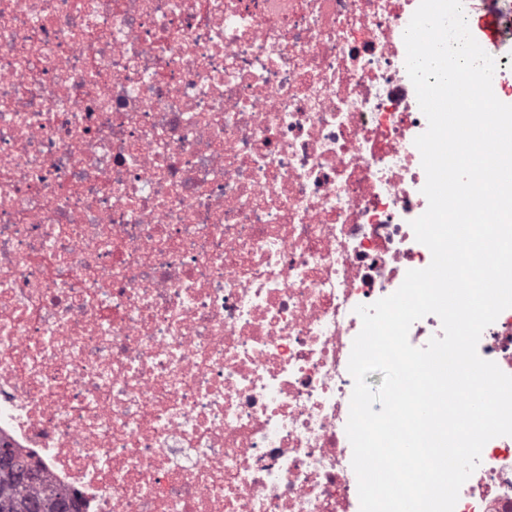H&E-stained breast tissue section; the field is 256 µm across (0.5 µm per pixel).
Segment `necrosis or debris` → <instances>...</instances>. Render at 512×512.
<instances>
[{
  "mask_svg": "<svg viewBox=\"0 0 512 512\" xmlns=\"http://www.w3.org/2000/svg\"><path fill=\"white\" fill-rule=\"evenodd\" d=\"M413 13L0 0V442L82 512H350L356 308L432 259ZM455 512H512V437Z\"/></svg>",
  "mask_w": 512,
  "mask_h": 512,
  "instance_id": "1",
  "label": "necrosis or debris"
}]
</instances>
